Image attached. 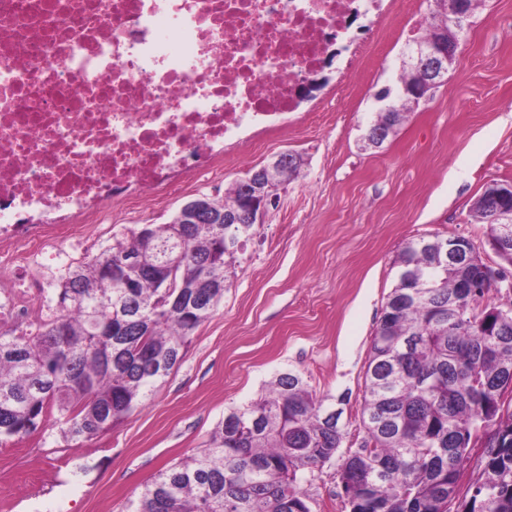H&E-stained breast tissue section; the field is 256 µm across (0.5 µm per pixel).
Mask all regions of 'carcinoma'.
Here are the masks:
<instances>
[{
	"mask_svg": "<svg viewBox=\"0 0 512 512\" xmlns=\"http://www.w3.org/2000/svg\"><path fill=\"white\" fill-rule=\"evenodd\" d=\"M430 36L456 38L434 12ZM417 78L400 70L375 94L391 112L368 128L399 125ZM241 178L211 199L241 207ZM252 224H146L69 269L56 312L35 336L0 333V438L56 428L66 442L103 433L180 364L198 327L223 300L236 254ZM445 239L422 237L399 253L398 283L370 340L359 448L342 465L349 512H448L488 421L478 485L463 512H512V307L486 300L501 289L458 291L461 273L441 253ZM331 398L293 370L224 414L208 444L146 486L129 512H311L301 485L344 438Z\"/></svg>",
	"mask_w": 512,
	"mask_h": 512,
	"instance_id": "carcinoma-1",
	"label": "carcinoma"
}]
</instances>
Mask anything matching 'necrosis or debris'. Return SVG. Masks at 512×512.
Returning a JSON list of instances; mask_svg holds the SVG:
<instances>
[{"label": "necrosis or debris", "mask_w": 512, "mask_h": 512, "mask_svg": "<svg viewBox=\"0 0 512 512\" xmlns=\"http://www.w3.org/2000/svg\"><path fill=\"white\" fill-rule=\"evenodd\" d=\"M394 2L0 0V330L33 335L91 227L222 181L311 115L302 78L354 72L347 19Z\"/></svg>", "instance_id": "obj_1"}]
</instances>
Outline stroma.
I'll list each match as a JSON object with an SVG mask.
<instances>
[{"label":"stroma","mask_w":512,"mask_h":512,"mask_svg":"<svg viewBox=\"0 0 512 512\" xmlns=\"http://www.w3.org/2000/svg\"><path fill=\"white\" fill-rule=\"evenodd\" d=\"M433 9L434 0H405L358 72L326 89L319 118L251 149L223 183H192L140 213V223L166 224L185 201L222 197L226 183L280 152L305 162L256 225L181 363L146 400L77 446L54 430L0 443V512H127L283 369L317 395L345 399L342 444L302 490L312 512H346L341 467L364 436V371L397 254L422 236H463L483 262H501L473 203L490 181L512 184V0H482L444 83L380 149L362 147L375 93L397 79L409 35Z\"/></svg>","instance_id":"obj_1"}]
</instances>
